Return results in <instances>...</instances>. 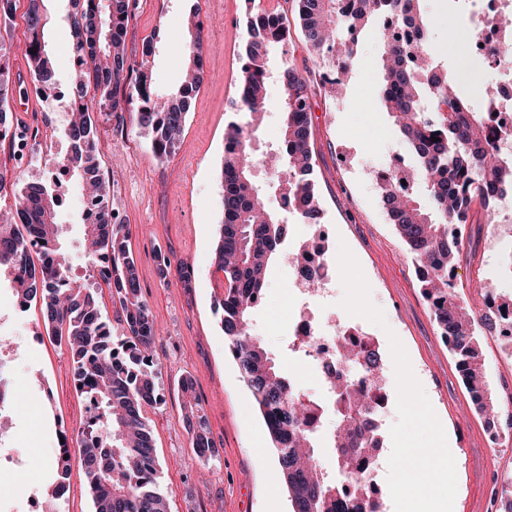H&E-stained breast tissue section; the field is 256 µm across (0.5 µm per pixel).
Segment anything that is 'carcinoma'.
I'll list each match as a JSON object with an SVG mask.
<instances>
[{
	"instance_id": "1",
	"label": "carcinoma",
	"mask_w": 512,
	"mask_h": 512,
	"mask_svg": "<svg viewBox=\"0 0 512 512\" xmlns=\"http://www.w3.org/2000/svg\"><path fill=\"white\" fill-rule=\"evenodd\" d=\"M23 13L24 48L33 81L55 84L53 58L45 42L44 0H27ZM422 0H358L347 12L343 0H293L295 18L308 47L324 62L334 86L347 74L345 60L357 53L358 39L377 26L386 32L374 66L382 73L379 94L393 125L414 155L428 204H421L411 185L393 173L379 182L381 202L397 235L412 256L419 288L428 301L440 337L457 358L462 381L476 394L474 403L487 426L496 425L499 407L486 389L484 361L475 334L473 313L462 306L448 273L463 246V230L474 204L494 212L500 194L512 190V154L499 153L484 135L486 113L475 112L465 85L434 59ZM69 15L70 51L81 79L68 89L72 102L65 137L71 150L54 159L67 175L79 178L84 196L103 208L99 222L84 224L91 247L85 261L105 260L101 279L112 289L120 331L99 307L96 289L74 279L69 256L59 239V202L40 182L25 183L14 193V223L0 224V272L11 278L13 297L41 304L45 332L73 354L77 389L89 400L93 415L80 434L89 476L93 512H168L156 488L159 461L152 443L146 408L159 402L156 364L151 354L155 325L142 298L134 257L128 249V225L109 215L108 181L100 173L96 128L87 97L109 107L119 125L133 112L142 134L160 159L172 154L202 78L204 26L199 3L189 7V37L182 46L190 76L169 94L151 91L146 64L159 35L145 38L141 60L127 57L123 45L138 0H73ZM19 0H0V24L11 27ZM392 16L414 24L419 41L411 46L384 24ZM240 104L255 117L264 110L269 80L281 92V140L270 168L288 200V212L313 220L319 199L313 183L309 144L312 89L288 60L271 71L270 52L288 43L289 29L277 13L246 15ZM10 48L0 43V127L12 125L11 105L18 83L9 65ZM254 128L229 125L220 176L223 218L214 252L224 287L213 302L228 355L237 365L264 423L280 466L292 512H380L358 471L366 456L382 447L380 425L367 405L369 394L350 382L335 385L340 405L331 449L336 476L318 463L320 447L314 410L298 387L282 375L251 316L264 295L269 265L282 252L284 227L265 203L253 169L259 164L252 146ZM438 138L434 142L431 137ZM41 246L39 261L31 248ZM341 357L366 376L382 369L379 348L358 350L345 343ZM186 420L196 453L214 448L199 415L192 379L182 382Z\"/></svg>"
}]
</instances>
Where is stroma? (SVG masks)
Listing matches in <instances>:
<instances>
[{
  "label": "stroma",
  "mask_w": 512,
  "mask_h": 512,
  "mask_svg": "<svg viewBox=\"0 0 512 512\" xmlns=\"http://www.w3.org/2000/svg\"><path fill=\"white\" fill-rule=\"evenodd\" d=\"M433 54L448 71L462 72L476 111L486 109L480 88L491 82L493 70L468 71L462 43H446L449 27L465 22L460 0H423ZM49 23L46 40L55 55V79L71 82V32L66 15L69 0H45ZM205 20L204 51L210 67L191 103L174 154L158 160L140 133L134 114L125 116V134L117 136L116 120L108 109L92 105L98 135V159L112 188L110 203L130 229L128 248L139 276L141 294L154 319L151 346L157 364L160 402L147 410L159 458L157 486L169 501L170 512H290L288 493L265 428L236 364L228 356L224 334L213 313L223 276L214 265L217 226L223 217V188L219 168L224 136L230 124L243 123L238 89L245 43V0H200ZM187 0H139L129 22L126 51L140 58L142 43L159 34L161 47L151 58L149 72L161 91L181 81L183 20ZM380 49L374 31H366L358 53L335 95L316 90L312 98L310 148L321 199V224L329 235V252L347 244L358 259L371 288L372 302L385 313L387 325L364 322L381 351H388V332H395L408 353L443 426L451 436L455 459L456 512H501L502 492L512 487V441L488 445V428L463 385L455 358L442 342L430 308L417 283L411 255L397 236L380 202L373 178L376 169L395 159L410 168L414 160L404 139L394 132L379 99L381 75L372 61ZM265 120L254 134L259 152L276 149L282 116L280 89L269 83ZM68 143L63 123L41 125L40 145L28 164L0 150V172L7 182H50L67 204L58 213L63 243L80 279L97 282L82 252L81 186L65 177L52 182L45 164L65 156ZM512 254V242L492 245L485 211L473 207L464 232V245L453 271L459 297L479 309L482 295L471 282L495 266L497 293L512 295V275L502 269ZM167 271H160V263ZM194 270L183 286L178 270ZM289 288L288 267L271 263L264 300L252 316L283 374L306 392L317 394L320 384L312 372H300L288 350V314L283 296ZM484 358L488 389L501 401L512 399V343L488 332L477 334ZM0 369L15 400L0 411V433L20 451L21 464L0 469V512H30V499L48 504L49 512H91L88 480L77 437L89 411L75 389V364L66 345L48 337L39 305L20 312L13 307L9 280L0 281ZM192 379L198 408L215 444L207 461H200L183 411L181 382ZM67 431L72 460L63 496L47 500L57 471L54 448L60 431Z\"/></svg>",
  "instance_id": "stroma-1"
}]
</instances>
